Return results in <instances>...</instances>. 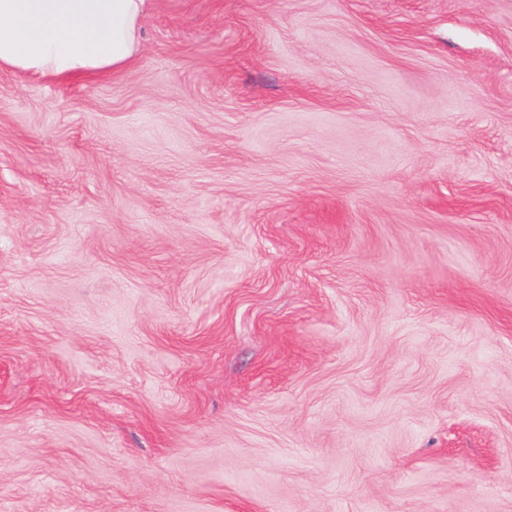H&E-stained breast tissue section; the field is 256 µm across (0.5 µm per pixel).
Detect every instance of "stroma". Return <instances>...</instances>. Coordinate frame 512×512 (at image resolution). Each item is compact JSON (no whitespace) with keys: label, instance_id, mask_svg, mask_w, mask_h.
Segmentation results:
<instances>
[{"label":"stroma","instance_id":"obj_1","mask_svg":"<svg viewBox=\"0 0 512 512\" xmlns=\"http://www.w3.org/2000/svg\"><path fill=\"white\" fill-rule=\"evenodd\" d=\"M0 512H512V0L0 71Z\"/></svg>","mask_w":512,"mask_h":512}]
</instances>
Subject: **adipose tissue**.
<instances>
[{
  "mask_svg": "<svg viewBox=\"0 0 512 512\" xmlns=\"http://www.w3.org/2000/svg\"><path fill=\"white\" fill-rule=\"evenodd\" d=\"M148 0H0V71L102 75L141 48Z\"/></svg>",
  "mask_w": 512,
  "mask_h": 512,
  "instance_id": "adipose-tissue-1",
  "label": "adipose tissue"
}]
</instances>
